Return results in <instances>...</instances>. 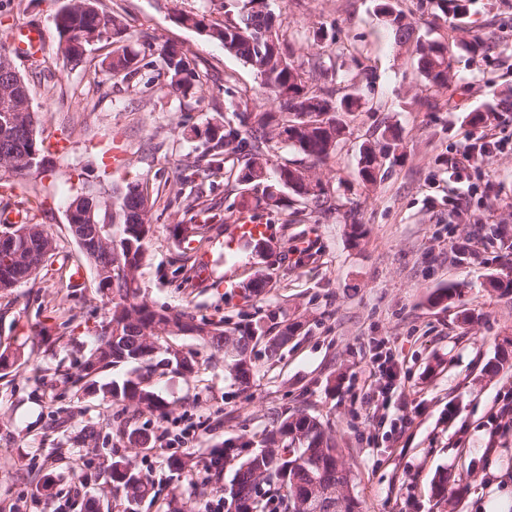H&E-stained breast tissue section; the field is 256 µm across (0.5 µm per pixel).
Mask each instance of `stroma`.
I'll list each match as a JSON object with an SVG mask.
<instances>
[{
    "mask_svg": "<svg viewBox=\"0 0 512 512\" xmlns=\"http://www.w3.org/2000/svg\"><path fill=\"white\" fill-rule=\"evenodd\" d=\"M432 38L447 42V87L430 86L408 47L375 12L374 0H273L294 60L306 76L314 63L328 68L337 94L356 93L360 108L345 115L334 154L315 162L327 202L292 199L266 209L245 201L241 185L214 176L203 155L208 125L234 121L230 106L263 112L271 104L256 70L216 42L176 23L177 15L205 12L223 21L224 0H99L122 20L141 65L128 77L102 67L113 44L94 45L80 65L57 51L52 16L62 0H0V48L23 25H39L47 40L39 59L16 56L34 106L41 139L68 150L48 157L46 172L0 179V215L23 214L44 225L57 253L36 275L0 291V350L21 349L27 361L0 377V512H51L38 488L37 467H47L58 496L80 494L74 512L95 503L118 512L119 498L101 474L122 461L149 474L155 494L136 512H168L171 501L203 512L219 483L205 479L216 446L260 439L275 413L302 410L317 417L343 451L360 512H512V430L496 429L493 407L512 393V292L494 288L512 279V150L470 169L464 183L448 179L447 160L471 130L472 112H488L496 133L512 141V0H461ZM480 39V52L468 44ZM187 51L198 76L196 94L173 93L161 72L162 45ZM379 142L384 176L376 185L358 170L363 145ZM147 183L153 232L140 269L141 296L154 308L188 310L196 319H223L225 329L260 324L269 335L292 327L276 357L264 342L250 354L253 375L237 381L223 354L190 336L169 344L191 355L195 371L149 370L136 364L108 369L106 379L142 378L166 406L158 412L75 392L56 376L57 363L76 366L108 315L95 274L61 286L79 249L67 231L70 196L85 184L108 188ZM249 211L268 225L272 254L260 256L233 232ZM209 222L203 243L178 241L177 224ZM481 225L483 259L456 261L448 226ZM270 283L258 295L243 285L256 271ZM233 279L236 290L226 289ZM392 351L402 366L391 413H406L391 435L363 379L370 358ZM197 430L177 449L152 442L137 448L132 429L177 435ZM97 431L82 443L86 426ZM189 460L175 471L173 459ZM447 477L448 491L434 486Z\"/></svg>",
    "mask_w": 512,
    "mask_h": 512,
    "instance_id": "1",
    "label": "stroma"
}]
</instances>
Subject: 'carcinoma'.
<instances>
[{
	"label": "carcinoma",
	"mask_w": 512,
	"mask_h": 512,
	"mask_svg": "<svg viewBox=\"0 0 512 512\" xmlns=\"http://www.w3.org/2000/svg\"><path fill=\"white\" fill-rule=\"evenodd\" d=\"M431 15L448 21V11H458L457 0H428ZM225 13L232 15L222 24L213 23L203 12H186L181 17L196 25L212 30L208 40L223 45L224 50L263 74L260 82L266 98L275 111L255 115L239 113V127L213 126L206 129L209 146L207 167L214 175L226 173L242 186L262 188L266 207L278 209L288 206V195L303 197L304 182L313 178L311 169L283 165L271 179H251L257 161L268 162L270 143L276 142L293 148L297 153L316 162L326 160L336 151L341 123L338 112H354L359 108L357 95L348 93L333 98V91H316L307 84L304 73L292 61L288 45L281 40L279 27L272 26L275 19L269 0H229ZM376 11L388 15L387 26L394 34L395 43H414L417 68L428 84L444 87L448 84V44L424 39L413 22L396 10L391 0H379ZM58 44L66 45L63 57L74 65L83 61L84 51L91 43L110 34L112 42L120 44L126 36L122 22L110 13L98 9L96 0H63L52 17ZM162 68L169 86L175 93L186 97L195 87V72L188 57L176 51L173 45L159 49ZM138 54L120 45L112 51L106 70L114 77H125L139 69ZM27 143L16 142L13 152L0 153V172L15 176H29L40 172L31 170L23 162ZM235 156L241 161L236 168L227 167ZM359 172L364 182L374 184L380 179L379 155L372 145L360 150ZM86 195L96 206V221H109L121 227L119 238L112 231H102L107 245L93 255H81L82 263L94 270H112L119 262L122 268L109 279L105 296L110 305L109 318L101 322L94 336L93 346L86 351L77 371H66L63 378L78 392L95 393L110 403L144 405L165 413L166 407L144 381L126 380L102 382L101 373L114 364L133 362L173 367L185 374L195 372V361L171 345L157 343L170 323L182 325L192 337L224 350L226 337L233 336L238 356L230 358V370L242 384L249 383L252 369L239 368L240 357L248 354L252 343L259 339L260 327L248 325L233 330L224 329V321H198L188 312H168L155 309L140 298L139 270L145 258V248L151 232L149 213L153 207L147 188L140 183H128L112 190L108 196L99 190H88ZM206 224H177L176 235L184 241L204 239ZM291 330L286 327L266 342L269 357L277 355L288 343ZM236 453L223 457L238 459L229 485L224 489L227 512H303L299 505L301 493L318 485L340 496L341 512H358L359 503L351 493L352 474L345 466L340 449L330 437L324 424L314 416L298 411L286 417L276 416L273 428L263 434L257 449L252 442L234 445ZM105 482L123 492L124 502L131 507L152 489L147 477L118 461L112 462L104 476ZM275 482L272 493L260 500L263 486Z\"/></svg>",
	"instance_id": "cac0c4a2"
}]
</instances>
